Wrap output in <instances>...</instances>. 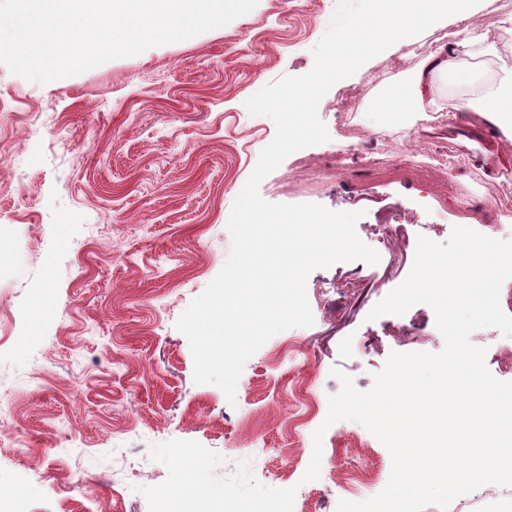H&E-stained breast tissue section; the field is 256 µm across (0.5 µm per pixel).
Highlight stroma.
<instances>
[{
    "label": "stroma",
    "mask_w": 512,
    "mask_h": 512,
    "mask_svg": "<svg viewBox=\"0 0 512 512\" xmlns=\"http://www.w3.org/2000/svg\"><path fill=\"white\" fill-rule=\"evenodd\" d=\"M337 3L259 0L223 27L46 85L0 64V500L28 512H148L141 487L168 475L150 448L171 440L219 453L222 477L250 460L263 485L296 487L294 512H337L387 485L388 449L352 420L326 426L320 477L302 476L341 389L333 370L367 391L391 352L444 347L428 305L367 318L407 277L418 236L442 243L462 226L512 240V207L497 200L512 190V142L475 112L437 121L512 70V0L476 18L483 55H455L478 83L449 72L424 110H380L454 37L429 30L333 85L318 106L329 141L292 153L260 185L271 203L360 212L356 233L371 247L393 215L401 251L313 271L314 324L246 361L235 404L195 383L176 327L224 265L233 203L276 133L245 102L312 69ZM449 512H512V487L478 489Z\"/></svg>",
    "instance_id": "obj_1"
}]
</instances>
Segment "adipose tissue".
<instances>
[{"mask_svg":"<svg viewBox=\"0 0 512 512\" xmlns=\"http://www.w3.org/2000/svg\"><path fill=\"white\" fill-rule=\"evenodd\" d=\"M484 4L485 0H376L378 20L366 27L358 23L350 24L347 47L329 52L319 74L289 91L285 105L289 112V141H296L308 134L294 111L296 103L314 95L325 81L344 72L363 69L369 58L392 55L402 47L416 42L423 32L441 23L456 27L458 47L466 50L474 48L476 40L470 31L471 21L481 13ZM452 67L453 62L448 58L446 50H439L427 57L413 79L412 95L394 97L390 103L391 109L402 112L418 109L431 79ZM466 107L480 113L505 139L512 141L511 72L479 96L469 99Z\"/></svg>","mask_w":512,"mask_h":512,"instance_id":"1","label":"adipose tissue"}]
</instances>
